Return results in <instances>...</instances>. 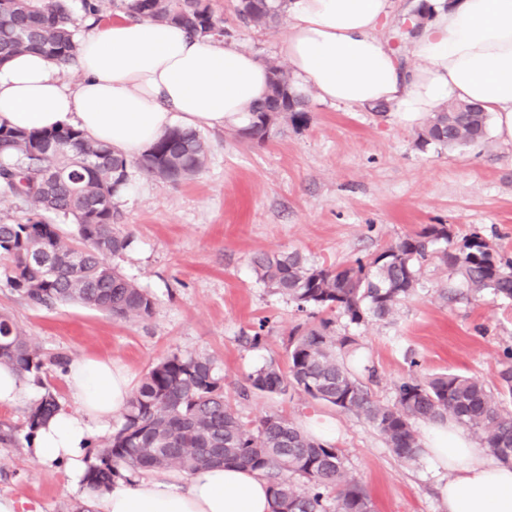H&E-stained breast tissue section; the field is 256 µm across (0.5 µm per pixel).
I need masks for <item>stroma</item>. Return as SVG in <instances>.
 I'll return each mask as SVG.
<instances>
[{"instance_id": "stroma-1", "label": "stroma", "mask_w": 512, "mask_h": 512, "mask_svg": "<svg viewBox=\"0 0 512 512\" xmlns=\"http://www.w3.org/2000/svg\"><path fill=\"white\" fill-rule=\"evenodd\" d=\"M420 0H389L378 34L397 54L402 71L418 63L408 17ZM236 0H211L239 45L262 62L282 64L287 19L246 26ZM301 126L281 118L273 137L257 146L235 129L205 128V168L177 184L134 174L121 197L129 249L113 265L146 289L155 309L146 320L119 321L77 304L46 309L29 304L0 273V314L9 315L41 352L69 358L112 359L139 384L151 366L175 354L213 358L224 376V399L249 424L277 413L309 428L331 419L334 445L347 472L370 493L375 512H443L436 486L443 471L429 457L408 465L364 419L302 392L263 394L248 376L269 361L285 362L288 334L309 322L286 297L258 281L257 252H293L310 263L336 266L372 254L425 224L451 225L455 239L476 233L512 257V141L489 117L479 143L452 149L421 145L425 118L393 110L309 101ZM416 294L393 318L348 325V363L373 400L393 404L401 382L446 371L495 390L512 352V301L448 299L459 279L439 260L422 262ZM264 326L260 345L248 341ZM24 437L0 444V495L19 512H78L84 488L67 469L46 468L27 453Z\"/></svg>"}]
</instances>
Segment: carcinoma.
<instances>
[{
	"instance_id": "cac0c4a2",
	"label": "carcinoma",
	"mask_w": 512,
	"mask_h": 512,
	"mask_svg": "<svg viewBox=\"0 0 512 512\" xmlns=\"http://www.w3.org/2000/svg\"><path fill=\"white\" fill-rule=\"evenodd\" d=\"M104 0H80L81 19L99 21ZM286 0H237L240 22L269 26ZM127 16L179 26L200 37L228 39L233 32L215 14L209 0H112ZM81 39L71 0H0V63L38 50L65 67L80 52ZM270 92L252 112L250 124L237 130L243 142L263 145L274 134L270 113L286 112L294 124L309 120L307 102L296 94L283 67L269 65ZM487 113L473 105H453L431 116L421 135L425 145L457 147L482 141ZM207 145L199 131L174 128L151 151L137 158L74 128L20 130L0 126V198L24 206V222L0 223V262L7 283L27 301L44 307L79 303L116 320H144L155 302L110 257L126 250L115 200L128 190L133 171L176 183L201 172ZM75 226L74 238L60 233L46 216ZM458 273L456 295L512 300V259L502 256L474 233L454 241L450 226L427 224L367 260L336 267L310 263L299 252L257 253L252 264L258 279L316 315L332 312L359 327L370 319H388L418 286L416 266L430 256ZM334 321L291 333L288 370L271 362L249 376L250 388L281 394L292 386L307 396L364 418L394 455L407 464L423 454L416 424L453 419L478 433L484 445L512 463V364L500 372L498 394L482 382L448 371L397 389L392 405L372 400L339 351L352 343L338 336ZM68 360L45 357L7 315H0V367L20 379L40 380L55 367L66 372ZM58 400L47 390L27 410L26 436L56 413ZM217 465L247 467L264 476L274 512H373L367 490L347 477L344 456L318 442L288 418L273 413L257 425H245L224 401V378L215 360L173 354L142 379L128 402L120 427L86 473L93 492L112 489L139 471L178 469L194 473ZM302 486H297L296 482Z\"/></svg>"
}]
</instances>
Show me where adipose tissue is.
Listing matches in <instances>:
<instances>
[{
	"mask_svg": "<svg viewBox=\"0 0 512 512\" xmlns=\"http://www.w3.org/2000/svg\"><path fill=\"white\" fill-rule=\"evenodd\" d=\"M388 0H289L281 53L296 88L336 104L393 106L424 116L452 102L497 115L512 139V0H452L436 10L416 41L418 65L402 73L395 52L376 35ZM82 79L68 86L62 69L27 51L0 64V125L74 127L133 156L172 128L248 124L268 94L266 64L233 41H204L183 29L125 16L95 27L81 44ZM68 409L32 440L39 464H66L81 480L94 431L125 412L126 373L107 359L71 360ZM426 454L447 472L446 512H512V465L455 423L424 432ZM96 512H273L268 481L235 465L182 478L137 475L94 495Z\"/></svg>",
	"mask_w": 512,
	"mask_h": 512,
	"instance_id": "obj_1",
	"label": "adipose tissue"
}]
</instances>
